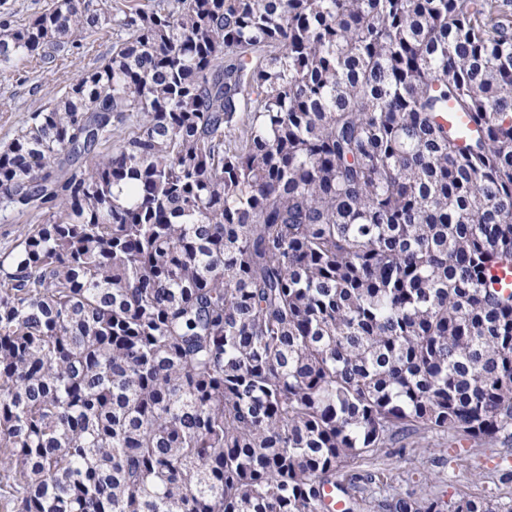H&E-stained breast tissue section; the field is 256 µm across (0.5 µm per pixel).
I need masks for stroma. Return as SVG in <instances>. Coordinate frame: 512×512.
<instances>
[{
    "label": "stroma",
    "instance_id": "obj_1",
    "mask_svg": "<svg viewBox=\"0 0 512 512\" xmlns=\"http://www.w3.org/2000/svg\"><path fill=\"white\" fill-rule=\"evenodd\" d=\"M121 36L108 22L92 36L68 44L55 59L0 67V146L11 142L31 113L57 102L74 78L110 58ZM349 473L355 478L350 493L375 502L385 482L418 498L437 496L451 503L471 497L512 512V438L486 447L453 445L439 435L432 447H395L388 456L353 465Z\"/></svg>",
    "mask_w": 512,
    "mask_h": 512
}]
</instances>
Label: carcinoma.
<instances>
[{
  "label": "carcinoma",
  "instance_id": "obj_1",
  "mask_svg": "<svg viewBox=\"0 0 512 512\" xmlns=\"http://www.w3.org/2000/svg\"><path fill=\"white\" fill-rule=\"evenodd\" d=\"M90 2L1 35L0 65L110 20ZM118 26L0 148V215L43 218L0 259L11 512H326L365 454L512 438V0ZM447 507L499 512L391 504Z\"/></svg>",
  "mask_w": 512,
  "mask_h": 512
}]
</instances>
